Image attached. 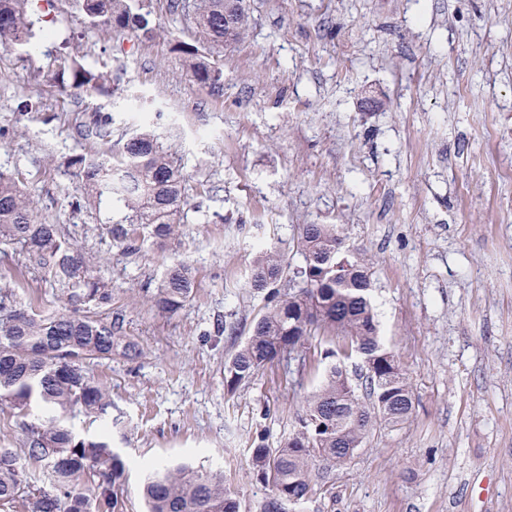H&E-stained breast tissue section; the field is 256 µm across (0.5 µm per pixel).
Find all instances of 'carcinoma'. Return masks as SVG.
<instances>
[{
  "instance_id": "carcinoma-1",
  "label": "carcinoma",
  "mask_w": 512,
  "mask_h": 512,
  "mask_svg": "<svg viewBox=\"0 0 512 512\" xmlns=\"http://www.w3.org/2000/svg\"><path fill=\"white\" fill-rule=\"evenodd\" d=\"M31 0H0V46L24 49L53 31L36 26ZM84 27L136 34L152 24L146 0H76ZM172 15L194 24V42H179L186 75L212 95L224 91L219 53L246 31L244 0H167ZM53 80L60 86L103 89V76L70 54L57 59ZM109 118L99 113L79 125L80 133L104 139ZM82 196L121 209L103 222L113 244L136 251L161 246L177 231L190 206L186 176L170 161L168 147L149 117L107 158L78 155L71 160ZM0 240L15 246L30 267L56 288L68 311L42 309L24 301L11 283L0 282V405L22 419L21 448H0V512H126L123 485L127 462L111 442L80 437L71 420L112 417L108 390L86 366L112 353L137 355L138 345L122 335L112 315V289L58 224L40 221L20 182L0 171ZM299 265L271 246L257 253L249 288L264 294V310L246 340L224 360V389L234 395L267 364L291 354L313 338L326 345L319 386L297 412L293 430L276 448L257 432L250 461L256 481L268 491L260 512H281L316 495L325 474L364 447L376 425L396 426L412 414L413 393L396 355L386 347L370 297V263L342 251L334 224H305L297 238ZM191 267L173 261L149 296L151 307L173 314L192 296ZM358 356L365 369V393L349 379L344 360ZM44 414L27 421L32 403ZM47 470L38 484L24 461ZM92 478V491L75 480ZM146 512H241L240 499L224 487V475L187 464L155 468L141 486Z\"/></svg>"
}]
</instances>
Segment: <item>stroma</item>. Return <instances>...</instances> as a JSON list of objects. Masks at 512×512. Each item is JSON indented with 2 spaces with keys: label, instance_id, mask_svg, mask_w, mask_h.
<instances>
[{
  "label": "stroma",
  "instance_id": "obj_1",
  "mask_svg": "<svg viewBox=\"0 0 512 512\" xmlns=\"http://www.w3.org/2000/svg\"><path fill=\"white\" fill-rule=\"evenodd\" d=\"M250 25L221 55L209 94L173 47L190 38L166 0H150L153 36L88 32L75 0H53L51 40L0 48V170L38 219L100 258L123 333L141 353L88 365L122 420L111 442L129 462L126 512H145L146 466L218 470L257 512V431L277 446L318 383L267 364L234 396L224 361L263 309L248 286L257 243L291 263L298 228L338 225L371 260L382 334L415 407L328 472V494L299 512H512V0H246ZM69 45L104 91L62 88L52 62ZM110 116L108 138L77 128ZM169 146L194 203L163 246L128 253L102 213L75 209L70 159L118 151L141 113ZM196 287L174 314L145 300L166 265ZM23 298L62 311L49 283L0 244V274ZM235 325V336L218 333Z\"/></svg>",
  "mask_w": 512,
  "mask_h": 512
}]
</instances>
